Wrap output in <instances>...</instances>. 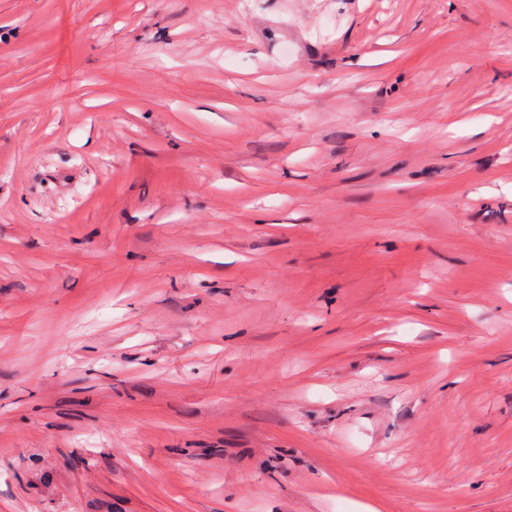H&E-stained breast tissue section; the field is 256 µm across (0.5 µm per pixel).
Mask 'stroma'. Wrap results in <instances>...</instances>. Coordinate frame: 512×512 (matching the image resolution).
Returning <instances> with one entry per match:
<instances>
[{
    "instance_id": "1",
    "label": "stroma",
    "mask_w": 512,
    "mask_h": 512,
    "mask_svg": "<svg viewBox=\"0 0 512 512\" xmlns=\"http://www.w3.org/2000/svg\"><path fill=\"white\" fill-rule=\"evenodd\" d=\"M512 512V0H0V512Z\"/></svg>"
}]
</instances>
